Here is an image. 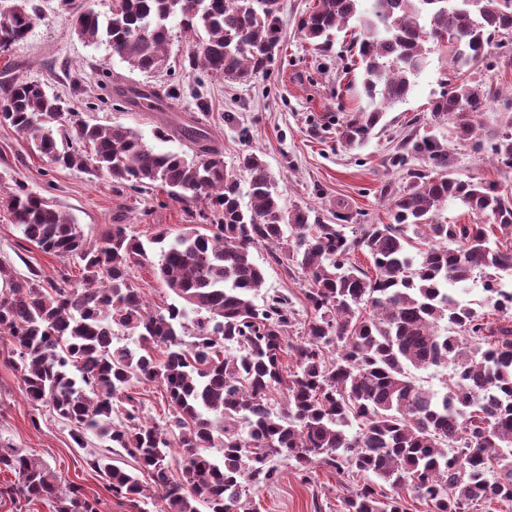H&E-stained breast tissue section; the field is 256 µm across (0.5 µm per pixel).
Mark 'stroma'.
<instances>
[{"mask_svg":"<svg viewBox=\"0 0 512 512\" xmlns=\"http://www.w3.org/2000/svg\"><path fill=\"white\" fill-rule=\"evenodd\" d=\"M61 10L60 0H42L43 16L27 38L0 51V87L16 78L41 83L48 92L61 95L68 111L91 123L122 125L139 132L161 151L189 152L178 135L185 125L201 126L224 157L226 168L236 171L241 190L249 179L239 168L242 153L259 155L278 182L291 208L317 212L332 224L345 213L354 224H385L389 204L408 182V169H426L420 158L407 167H393L389 157L408 133L432 130L430 102L445 91L450 73L444 54L431 53L416 78L408 99L389 109L374 137L362 148L348 150L339 134L366 101L359 95L358 73L343 74L340 57L348 43L334 35L328 49H314L298 30L303 15L316 0H281L280 50L267 76L250 84L228 82L207 71L185 68L193 49V38L172 27L167 46V67L146 74L129 68L103 45H91L75 32L73 13L91 8L105 14L112 0H70ZM473 81L492 83L500 100L480 118L474 142L451 146L453 176L480 178L512 196V172L505 173L489 161L488 150H475V142H486L490 133L503 130L512 117L501 104L512 95V67H479L469 72ZM154 87L175 90L173 99L149 110L126 101L123 90ZM168 130L166 140L154 137L156 129ZM24 186L56 202L79 225L87 242L99 241L112 225L122 224L141 240L160 230L178 234L185 225L199 223L205 206L171 199L161 183L142 188L112 184L89 173L50 165L34 150L30 139L8 125L0 124V191ZM265 272L263 287L255 303L271 294L284 293L298 311L300 324L309 314L303 304V275L288 276L274 263L266 247L253 252ZM157 253L135 265L130 277L148 304L163 308L173 295L156 277ZM0 264L13 280L38 273L44 282H58L61 269L80 275L77 262H63L43 253L24 239L5 208L0 207ZM0 442L24 449L42 460L62 480L83 485L88 494L102 501V512H127L107 491V482L83 463L84 449L74 445L70 428L48 406L32 405L20 388L10 364L0 355ZM276 483L249 490L247 498L257 512H341L343 499L362 479L348 469L317 464L300 474L286 463L278 465Z\"/></svg>","mask_w":512,"mask_h":512,"instance_id":"35a3bbf8","label":"stroma"}]
</instances>
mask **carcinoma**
I'll list each match as a JSON object with an SVG mask.
<instances>
[{"label":"carcinoma","instance_id":"cac0c4a2","mask_svg":"<svg viewBox=\"0 0 512 512\" xmlns=\"http://www.w3.org/2000/svg\"><path fill=\"white\" fill-rule=\"evenodd\" d=\"M14 9L9 37L24 40L41 15L37 0H0ZM279 0H112L109 14L71 16L78 36L106 44L133 70L167 65L170 21L194 36L189 64L239 83L267 74L278 51ZM354 33L347 69L360 68L367 106L345 124L344 146H364L393 105L410 94L427 55L452 65L450 90L431 102L433 120L452 119L459 142L474 138L477 118L498 99L492 85L468 82L512 36V0H316L299 22L302 38L325 48L341 29ZM10 110L0 123L28 137L53 165L86 170L114 185L159 182L179 202L200 200L210 224H191L173 240L163 231L145 244L112 225L95 245L71 216L24 186L4 202L24 238L43 252L81 264L44 286L40 275L0 291V341L27 399L48 404L79 448L90 435L122 449L153 483L98 451L85 463L108 477L107 491L147 512H249L246 486L278 480L270 461L305 473L314 463L364 473L372 480L344 499L343 512H404L398 490H410L430 512H474L512 502V197L491 182L462 180L448 170V145L435 133L406 136L392 163L418 156L438 169H413L391 201V222L347 217L323 224L286 206L265 162L248 152L244 208L234 171L196 130H184L195 155L157 151L131 128L90 124L42 84L16 80L0 88ZM491 160L512 171V121L488 140ZM450 202L491 224H448ZM413 235H408V231ZM159 245L157 274L176 300L152 312L130 269ZM270 249L288 274L304 275L313 313L302 340L288 296L254 303L264 270L252 250ZM372 260L373 271L356 255ZM481 278L504 324L493 326L448 293V285ZM195 314L184 339L188 312ZM137 337L129 344L121 335ZM235 352H226V346ZM452 365L442 389L413 372ZM161 385L168 427L139 413V387ZM279 391L286 410L269 405ZM358 427L353 433L351 429ZM178 469V476L172 470ZM15 480L0 498L50 503L53 512H101V500L75 482L60 484L46 464L0 443V473Z\"/></svg>","mask_w":512,"mask_h":512}]
</instances>
